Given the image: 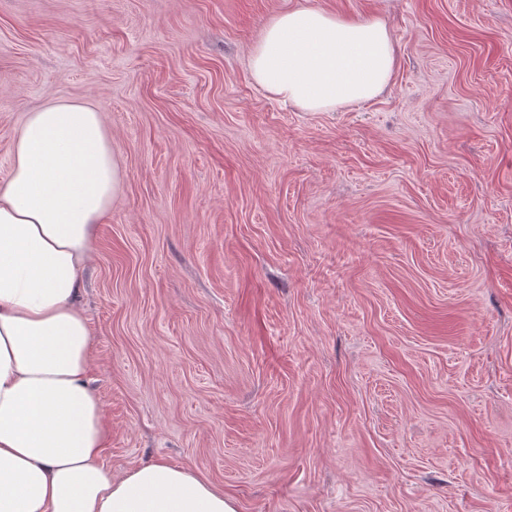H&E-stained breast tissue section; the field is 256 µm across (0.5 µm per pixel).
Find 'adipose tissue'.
<instances>
[{
    "mask_svg": "<svg viewBox=\"0 0 512 512\" xmlns=\"http://www.w3.org/2000/svg\"><path fill=\"white\" fill-rule=\"evenodd\" d=\"M397 55L382 19L276 14L248 53L252 81L304 112L376 98ZM118 171L103 117L80 101L27 114L0 185V512H238L208 479L164 460L113 473L90 386L79 302Z\"/></svg>",
    "mask_w": 512,
    "mask_h": 512,
    "instance_id": "1",
    "label": "adipose tissue"
}]
</instances>
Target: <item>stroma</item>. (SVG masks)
Masks as SVG:
<instances>
[{
  "instance_id": "1",
  "label": "stroma",
  "mask_w": 512,
  "mask_h": 512,
  "mask_svg": "<svg viewBox=\"0 0 512 512\" xmlns=\"http://www.w3.org/2000/svg\"><path fill=\"white\" fill-rule=\"evenodd\" d=\"M379 16L375 99L301 112L281 10ZM104 114L81 305L113 472L238 512H512V0H0V183L27 112Z\"/></svg>"
}]
</instances>
